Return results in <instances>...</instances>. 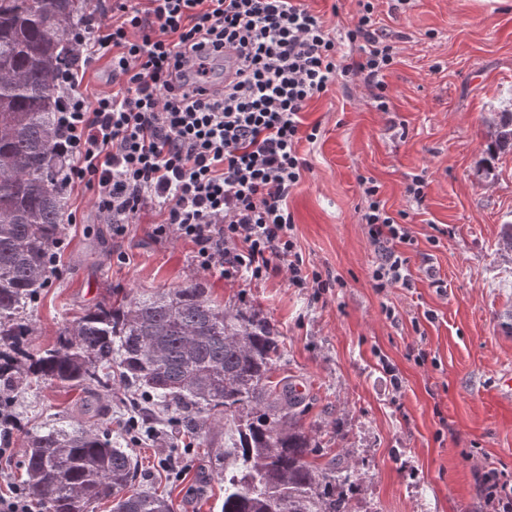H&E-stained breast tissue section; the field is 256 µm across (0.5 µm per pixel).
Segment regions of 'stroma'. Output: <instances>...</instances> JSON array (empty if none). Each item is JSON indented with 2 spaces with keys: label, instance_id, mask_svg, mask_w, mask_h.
<instances>
[{
  "label": "stroma",
  "instance_id": "1",
  "mask_svg": "<svg viewBox=\"0 0 512 512\" xmlns=\"http://www.w3.org/2000/svg\"><path fill=\"white\" fill-rule=\"evenodd\" d=\"M375 19L397 49L384 77L388 108L364 85L341 82L310 101L305 123L317 138L299 144L308 167L288 199L304 273L340 287L296 288L284 271L260 281L214 277L197 267L190 244L158 236L150 215L113 235L93 191L78 185L67 194L77 221L30 312L28 347L53 346L64 319L112 294L200 282L212 299L278 330L273 378L304 397L302 423L324 460L355 467L350 512H482L483 472L512 469V394L499 385L512 375V333L502 327L512 316V249L501 242L512 221V152L500 154L494 181L479 173L496 113L512 110V0H377ZM417 175L420 203L407 193ZM365 179L409 229L401 250L412 287L373 285L379 247L360 221ZM83 397L51 385L19 394L0 496L20 490L24 433L69 420ZM173 416L156 409L157 437L134 442L137 481L168 497L173 512H221L235 428L201 413L187 448Z\"/></svg>",
  "mask_w": 512,
  "mask_h": 512
}]
</instances>
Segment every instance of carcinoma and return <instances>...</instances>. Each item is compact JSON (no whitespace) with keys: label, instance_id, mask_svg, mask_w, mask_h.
Returning <instances> with one entry per match:
<instances>
[{"label":"carcinoma","instance_id":"cac0c4a2","mask_svg":"<svg viewBox=\"0 0 512 512\" xmlns=\"http://www.w3.org/2000/svg\"><path fill=\"white\" fill-rule=\"evenodd\" d=\"M89 15V0H0V412H11L21 385L110 391L116 367L189 428L202 410L236 423L221 512H349L336 486L353 484L352 472L317 462L301 425L303 399L272 380L274 326L213 302L200 283L117 297L66 320L52 347L27 348L28 313L65 230L56 75L78 66L69 36ZM507 149L512 112H499L486 152ZM138 437L129 426L114 436L75 418L28 432L22 493L40 512H94L104 499L112 512H173L168 500L135 488L128 444Z\"/></svg>","mask_w":512,"mask_h":512}]
</instances>
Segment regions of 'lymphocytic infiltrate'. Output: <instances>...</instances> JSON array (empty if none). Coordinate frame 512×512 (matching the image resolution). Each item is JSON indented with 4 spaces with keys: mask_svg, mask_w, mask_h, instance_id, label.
<instances>
[{
    "mask_svg": "<svg viewBox=\"0 0 512 512\" xmlns=\"http://www.w3.org/2000/svg\"><path fill=\"white\" fill-rule=\"evenodd\" d=\"M358 6L340 42L303 0H113L110 23L73 36L82 68L108 60L112 90L90 100L72 70L57 77L68 184L94 190L113 234L152 212L212 274L260 280L276 266L294 287H326L303 273L288 197L308 167L298 144L317 137L308 102L339 79L383 88L394 62L372 0ZM365 193L375 286L411 287L397 249L411 237L377 186Z\"/></svg>",
    "mask_w": 512,
    "mask_h": 512,
    "instance_id": "f902f5d3",
    "label": "lymphocytic infiltrate"
}]
</instances>
